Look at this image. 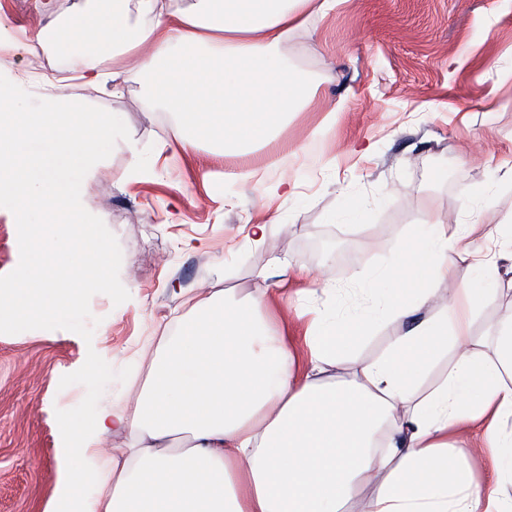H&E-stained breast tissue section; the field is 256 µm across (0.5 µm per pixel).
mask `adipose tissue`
<instances>
[{
	"mask_svg": "<svg viewBox=\"0 0 512 512\" xmlns=\"http://www.w3.org/2000/svg\"><path fill=\"white\" fill-rule=\"evenodd\" d=\"M23 49L66 57L79 79L120 88L148 77L145 97L180 114L178 151L208 142L227 155L270 140L307 101L279 53L307 18L339 0H112L54 26L55 0ZM470 224L447 230L439 215L382 269L355 272L376 311L336 316L314 308L304 367L264 314L274 258L242 297L179 290L181 315L163 332L142 387L65 421L74 467L53 512H512V496L481 491L452 438L480 426L497 481L512 483V320L495 329L493 359L474 355L470 314L492 294L498 264ZM465 263L487 285L462 281L440 312L421 317L449 265ZM406 323L388 350L342 374L327 370L370 333L378 314ZM447 375L425 397L416 385L446 350ZM131 436L124 448L103 442Z\"/></svg>",
	"mask_w": 512,
	"mask_h": 512,
	"instance_id": "adipose-tissue-1",
	"label": "adipose tissue"
}]
</instances>
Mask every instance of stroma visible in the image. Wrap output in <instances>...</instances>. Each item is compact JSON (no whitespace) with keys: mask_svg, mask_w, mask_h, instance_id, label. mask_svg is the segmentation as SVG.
Masks as SVG:
<instances>
[{"mask_svg":"<svg viewBox=\"0 0 512 512\" xmlns=\"http://www.w3.org/2000/svg\"><path fill=\"white\" fill-rule=\"evenodd\" d=\"M35 0H0V74L43 98L60 81L69 100L102 108L127 125L109 158L81 187L83 206L103 220L121 251L130 294L116 305L94 295L92 341L64 330L0 334V512H49L70 468L56 410L85 397L62 376L95 350L113 369L145 379L142 346L179 306L176 286L244 296L276 254L268 322L303 353L313 303L360 312L354 272L385 265L414 225L439 214L474 225L475 238L512 218V0H341L288 37L284 61L316 91L290 113L277 138L246 157L208 143L156 154L178 118L146 99L130 76L119 93L71 79L67 61L22 51L35 27ZM294 193L276 194L281 181ZM266 227L245 242L244 224ZM496 292L472 333L492 357V333L512 318V262H498ZM335 285L310 294L312 279Z\"/></svg>","mask_w":512,"mask_h":512,"instance_id":"1","label":"stroma"}]
</instances>
